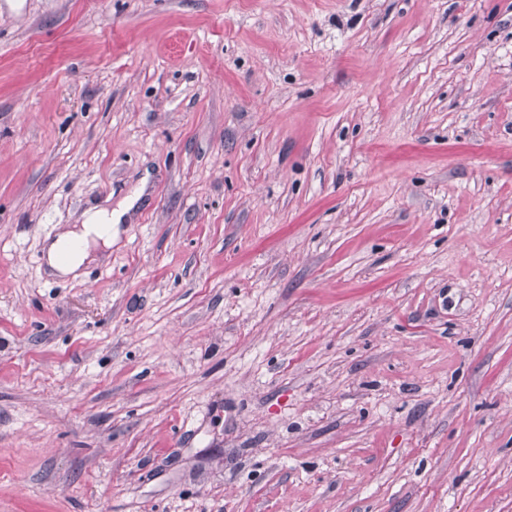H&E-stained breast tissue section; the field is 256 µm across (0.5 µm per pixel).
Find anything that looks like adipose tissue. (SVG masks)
Instances as JSON below:
<instances>
[{"mask_svg":"<svg viewBox=\"0 0 512 512\" xmlns=\"http://www.w3.org/2000/svg\"><path fill=\"white\" fill-rule=\"evenodd\" d=\"M123 209L92 206L74 223L57 233L46 248V263L52 275L78 278L82 269L111 250L118 240L116 225Z\"/></svg>","mask_w":512,"mask_h":512,"instance_id":"adipose-tissue-1","label":"adipose tissue"}]
</instances>
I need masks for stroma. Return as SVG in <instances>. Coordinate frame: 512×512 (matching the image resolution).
Here are the masks:
<instances>
[{"label":"stroma","instance_id":"stroma-1","mask_svg":"<svg viewBox=\"0 0 512 512\" xmlns=\"http://www.w3.org/2000/svg\"><path fill=\"white\" fill-rule=\"evenodd\" d=\"M0 512H512V0H0ZM136 200L134 196L115 210L92 206L80 214L74 224H67L60 229L46 248V263L50 273L56 277L78 278L87 264L97 261L105 251H112V246L118 240L115 225ZM72 245L74 249L64 256L63 250Z\"/></svg>","mask_w":512,"mask_h":512}]
</instances>
